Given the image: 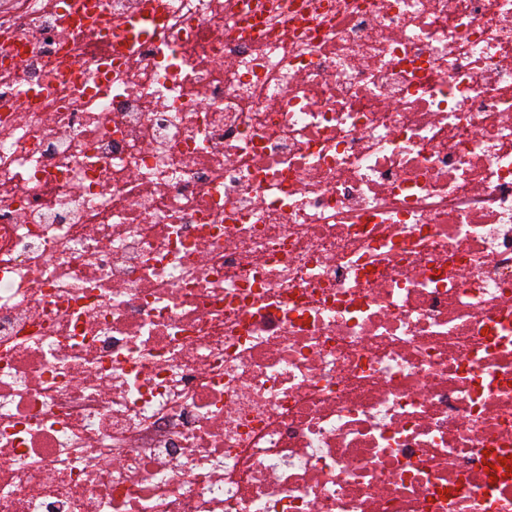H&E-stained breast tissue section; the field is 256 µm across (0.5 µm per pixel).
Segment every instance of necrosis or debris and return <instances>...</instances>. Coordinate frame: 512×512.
Returning a JSON list of instances; mask_svg holds the SVG:
<instances>
[{
	"mask_svg": "<svg viewBox=\"0 0 512 512\" xmlns=\"http://www.w3.org/2000/svg\"><path fill=\"white\" fill-rule=\"evenodd\" d=\"M0 6V512H512V0Z\"/></svg>",
	"mask_w": 512,
	"mask_h": 512,
	"instance_id": "1",
	"label": "necrosis or debris"
}]
</instances>
